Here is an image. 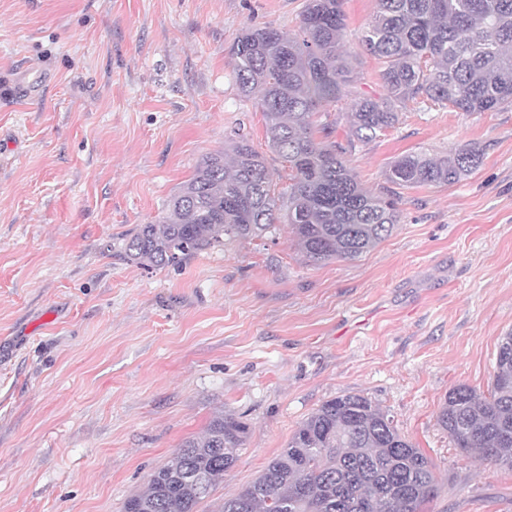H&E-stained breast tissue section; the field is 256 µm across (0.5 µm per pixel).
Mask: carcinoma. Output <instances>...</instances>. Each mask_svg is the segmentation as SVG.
Returning a JSON list of instances; mask_svg holds the SVG:
<instances>
[{
    "label": "carcinoma",
    "mask_w": 512,
    "mask_h": 512,
    "mask_svg": "<svg viewBox=\"0 0 512 512\" xmlns=\"http://www.w3.org/2000/svg\"><path fill=\"white\" fill-rule=\"evenodd\" d=\"M342 0H306L299 30L249 27L233 46L240 93L261 110L268 144L288 164L277 194L264 158L242 134L230 161L218 152L200 162L171 197L160 224H140L115 256L153 268L179 267L226 240L261 237L290 227L314 263L352 260L389 236L400 214L392 191L365 190L350 167L355 143L379 138L409 100L490 112L512 104V0H377L359 35L382 62L385 96L357 87L344 51ZM349 100L344 141L315 124L321 108ZM469 147L443 156L421 150L397 158L388 180L403 188L457 183L481 163ZM438 421L465 453L512 469V333L502 337L491 389L453 388ZM245 423L222 412L203 435L186 439L153 471L124 512H199L237 461ZM438 492L433 464L367 397L324 402L250 484L215 512H422Z\"/></svg>",
    "instance_id": "cac0c4a2"
}]
</instances>
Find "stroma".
Wrapping results in <instances>:
<instances>
[{
  "label": "stroma",
  "instance_id": "35a3bbf8",
  "mask_svg": "<svg viewBox=\"0 0 512 512\" xmlns=\"http://www.w3.org/2000/svg\"><path fill=\"white\" fill-rule=\"evenodd\" d=\"M305 0H0V512H123L223 412L249 426L200 512L254 481L322 403L361 394L433 462L424 512H512V469L455 448L449 391L491 387L512 331V105H404L350 166L372 193L399 156L469 146L459 183L400 190L393 233L312 263L286 225L152 269L113 255L205 156L248 133L288 166L234 80L246 28L296 32ZM360 91L380 61L354 36Z\"/></svg>",
  "mask_w": 512,
  "mask_h": 512
}]
</instances>
